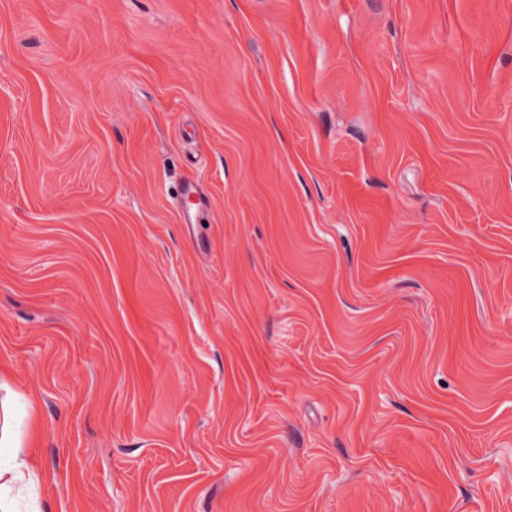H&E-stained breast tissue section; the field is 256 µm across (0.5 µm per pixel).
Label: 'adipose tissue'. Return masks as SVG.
I'll use <instances>...</instances> for the list:
<instances>
[{"mask_svg":"<svg viewBox=\"0 0 512 512\" xmlns=\"http://www.w3.org/2000/svg\"><path fill=\"white\" fill-rule=\"evenodd\" d=\"M16 392L7 369L0 368V512H17L16 499L31 492L39 481L22 452L20 423L36 426L35 413H28L26 421H19L15 410Z\"/></svg>","mask_w":512,"mask_h":512,"instance_id":"adipose-tissue-1","label":"adipose tissue"}]
</instances>
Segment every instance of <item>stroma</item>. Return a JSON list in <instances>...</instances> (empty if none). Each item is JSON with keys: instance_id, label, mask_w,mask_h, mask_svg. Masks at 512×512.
Instances as JSON below:
<instances>
[{"instance_id": "1", "label": "stroma", "mask_w": 512, "mask_h": 512, "mask_svg": "<svg viewBox=\"0 0 512 512\" xmlns=\"http://www.w3.org/2000/svg\"><path fill=\"white\" fill-rule=\"evenodd\" d=\"M0 364L45 512H512V0H0Z\"/></svg>"}]
</instances>
